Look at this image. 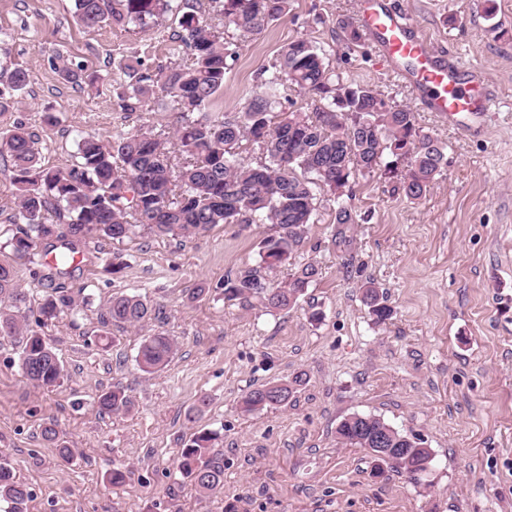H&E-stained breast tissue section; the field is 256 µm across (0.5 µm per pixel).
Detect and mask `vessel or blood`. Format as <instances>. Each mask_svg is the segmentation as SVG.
<instances>
[{
    "label": "vessel or blood",
    "instance_id": "1",
    "mask_svg": "<svg viewBox=\"0 0 512 512\" xmlns=\"http://www.w3.org/2000/svg\"><path fill=\"white\" fill-rule=\"evenodd\" d=\"M360 12L368 42L408 81L421 108L466 131L472 130L473 119L493 110L495 100L479 67L440 60L426 33L381 0H361Z\"/></svg>",
    "mask_w": 512,
    "mask_h": 512
}]
</instances>
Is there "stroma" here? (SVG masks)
Returning a JSON list of instances; mask_svg holds the SVG:
<instances>
[{"label": "stroma", "mask_w": 512, "mask_h": 512, "mask_svg": "<svg viewBox=\"0 0 512 512\" xmlns=\"http://www.w3.org/2000/svg\"><path fill=\"white\" fill-rule=\"evenodd\" d=\"M408 12L449 59L482 66L498 105L482 134L470 135L417 110L424 132L447 146V164L425 196L408 200L380 173L355 175L349 205L356 224L334 222V202L318 191L317 221L292 265L322 269L298 304L269 312L225 300L220 286L256 265L268 224H221L191 238L142 230L123 242L95 240L68 281L82 311L44 327L67 370L59 386L31 383L21 348L0 337V459L30 487L28 512H512V0H388ZM360 18V0H291L286 17L242 43L216 100L237 112L282 47L306 38L332 69L415 108L404 80L367 44L347 45L338 22ZM176 16L125 32L80 27L73 0H0V66L28 72L23 93L0 97V136L25 122L40 138L43 166L75 160L80 133L109 142L140 126L171 127L156 107L128 114L118 95L126 63L151 70L180 58ZM62 60L100 74L93 86L63 81ZM60 122L43 127V110ZM121 254L126 266L103 272ZM375 286L393 314L375 322L362 299ZM207 292L196 301L195 288ZM140 295L163 305V321L113 328L97 338L112 297ZM320 321H311L312 311ZM165 332L169 364L143 372V337ZM307 379L286 406L247 414L251 387L296 373ZM119 385L133 405L102 415L96 395ZM209 406L196 421L200 397ZM384 419L423 439L432 468L420 481L336 440L352 414ZM55 426L58 443L42 430ZM199 428L220 431L212 449L224 462V490L204 496L177 468V455ZM72 452L70 463L59 446ZM128 470L120 487L108 477Z\"/></svg>", "instance_id": "obj_1"}]
</instances>
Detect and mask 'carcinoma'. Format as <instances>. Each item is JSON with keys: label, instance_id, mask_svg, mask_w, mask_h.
Returning a JSON list of instances; mask_svg holds the SVG:
<instances>
[{"label": "carcinoma", "instance_id": "1", "mask_svg": "<svg viewBox=\"0 0 512 512\" xmlns=\"http://www.w3.org/2000/svg\"><path fill=\"white\" fill-rule=\"evenodd\" d=\"M289 0H74L77 23L93 29L109 24L123 30L144 29L165 14L179 16L176 42L187 50L188 62L155 73L140 74L120 96L125 112H147L150 96L171 100L178 126L174 135L180 155L171 166L166 143L170 133L141 128L105 143L87 134L77 142L75 162L66 169L39 165V138L18 123L0 140V155L10 158L16 172V232L8 238L14 258L35 266L32 275L45 292L33 303L17 283L14 264L0 262V336L21 343V369L32 383L55 387L67 372L39 329L65 313L78 310L63 280L84 260L81 245L97 238L124 241L147 227L159 235L191 237L217 224H271L277 234L260 246V262L224 279V298L246 308L257 300L270 310L297 305L320 271L313 263L299 266L288 281L271 288L267 274L288 263L317 219L315 188L336 197L335 223L354 224L341 197L350 177L376 171L396 180L410 200L429 191L442 172L446 146L418 126L415 112L379 91L349 81L326 62L324 49L300 38L288 43L269 76L246 98L242 111L209 112L237 59L228 29L245 40L261 34L288 14ZM348 44L365 40L362 27L347 19L339 25ZM27 86L22 67H0V88L19 92ZM295 87L314 103L312 114L282 111L288 88ZM245 143H257L261 156L241 157ZM393 160L383 162V155ZM60 223H48L49 213ZM369 313L387 320L391 308L369 286L364 292ZM35 326H30L29 317ZM163 319V309L138 296L112 299L100 314L99 338L108 339L112 326L136 327ZM174 343L162 332L145 337L138 363L147 371L166 366ZM303 374L291 380L254 387L241 399L247 413L288 404ZM101 414H119L132 406L121 387L95 398ZM389 429L400 451L389 463L417 480L429 472L431 450L404 443L402 434L383 419L353 414L336 427L338 443L371 448L370 433ZM220 435L201 429L181 448L177 466L182 477L203 493L224 488V464L208 457ZM32 493L11 465L0 460V503L4 512H27Z\"/></svg>", "mask_w": 512, "mask_h": 512}]
</instances>
